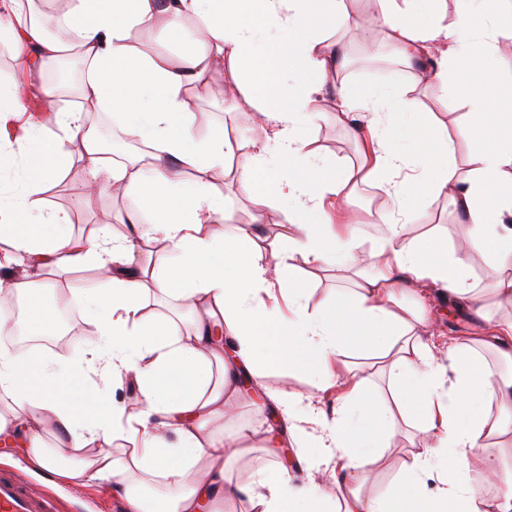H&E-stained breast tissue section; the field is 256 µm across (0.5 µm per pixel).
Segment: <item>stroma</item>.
Returning <instances> with one entry per match:
<instances>
[{"instance_id": "35a3bbf8", "label": "stroma", "mask_w": 512, "mask_h": 512, "mask_svg": "<svg viewBox=\"0 0 512 512\" xmlns=\"http://www.w3.org/2000/svg\"><path fill=\"white\" fill-rule=\"evenodd\" d=\"M332 36L346 43L349 50V63L341 72L336 82L337 87L369 90L379 85L410 83L418 80L421 75L420 70L398 64L389 54L369 56L365 51L362 30L339 29L333 31ZM52 72L53 69L49 66L32 71L25 70L15 61L12 52H0V78H18L27 90L25 113L8 118L4 126L0 127V131L12 142L16 154H23L31 145L27 135L28 123L45 122L50 118L45 110L42 90L53 85ZM225 80V73L217 72L210 76L208 86L190 84L185 88L184 98L195 117L194 127L199 137H207L211 131L220 127L239 133L254 123L255 111L247 101L225 99ZM436 94L435 87H428L425 103L430 111L436 112L447 124L448 132L455 142L456 169L464 171L465 160L471 149L470 142L460 133L466 121L465 108L462 101L454 99L449 100L447 106H440ZM323 112V118L311 131L315 147L329 161H342L353 166L360 164V143L369 139V131H356L337 122L332 107H324ZM60 150L70 156L71 162L54 181L46 185L45 207L67 212L71 220V232L77 237H85L100 230L114 236L129 234L131 226L128 216L136 207L135 196L107 191L90 194L87 171L77 145L66 141L61 144ZM211 185L215 192L223 194L226 199L224 218L227 227L251 223L253 208L240 185L225 179L218 172L213 174ZM396 208V196L385 190L367 184L353 187L346 216L357 225L363 250H371L376 241L386 235L389 216ZM409 230L423 244L427 245L432 239L441 238L453 246L466 236L468 227L459 220L447 196L442 195L434 198L420 212L416 223L410 225ZM101 278L100 271L96 269L47 274V281L53 285L52 291L47 294L48 299L54 301L59 295L68 296L71 306L77 311L79 332L69 348L60 349L51 344L43 347V354L62 363L82 360L87 348L86 338L93 332L92 325L87 322L83 313L84 298L90 289L99 286ZM307 279L313 290L309 300V306L313 309L319 308L326 295L336 292L349 295L353 292L350 274L333 266L323 270H310ZM486 303V319L476 320L469 312L451 306L447 298H436L428 310L434 332L476 338L485 335L489 320L512 317L511 299L490 295L487 296ZM352 362L354 368L368 378L365 392L368 403L366 407L354 412L353 419L359 423L378 426V411L373 401L379 394L387 392L389 376L387 372L371 368L369 359L356 356ZM255 400L254 394H244L238 400L230 418L210 424L212 431L224 436L231 435L240 425H249L256 430L248 449L228 459V471L233 474L255 472L283 461L286 462L294 481L303 482L307 478L304 466L296 459L283 458L280 440L274 436L273 426L266 414L257 412ZM418 427L419 422L415 419L410 424L397 427L383 458L363 481L362 494L377 497L393 488L397 475L409 457L410 439ZM1 468L21 473L32 487L55 497L64 512H121L120 500L107 489L60 484L50 472L28 469L20 443H0Z\"/></svg>"}]
</instances>
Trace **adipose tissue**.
I'll return each mask as SVG.
<instances>
[{
    "label": "adipose tissue",
    "mask_w": 512,
    "mask_h": 512,
    "mask_svg": "<svg viewBox=\"0 0 512 512\" xmlns=\"http://www.w3.org/2000/svg\"><path fill=\"white\" fill-rule=\"evenodd\" d=\"M375 2L373 21L398 63L438 51L432 80L440 101L466 90L463 134L472 149L464 171L455 169L447 124L423 111L414 83L340 93L337 121L365 117L376 142L360 167L322 169L310 130L322 116L321 90L336 84L347 57L320 23L359 27L344 0H74L52 36L20 0H0V41L44 66L78 51L89 66L79 97L122 117L127 135L149 149L144 158L108 160L88 116L63 108L51 87L44 97L55 122L33 128L21 190L0 193V304L24 300L31 328L54 325L59 308L44 300L41 282L24 266L106 274L105 287L85 296L95 328L88 340L95 386L83 364L0 349V436L22 438L30 469L63 483H107L127 512H204L236 496L249 512H512V486L492 501L483 495L502 469L485 442L512 434V378L494 374L472 340L437 353L422 337L429 322L421 306L403 302L431 286L482 310L471 281L474 254L495 272L492 294L512 298V253L501 247L512 241V117L500 116L512 106V82L489 66L499 51L501 0H457L451 23L439 7L418 10L416 0ZM476 18L481 26H473ZM159 24L190 39L178 61L131 44L132 30ZM220 65L230 74V96H245L259 122L244 136L218 129L202 139L184 88L190 80L205 84ZM65 141L80 144L95 189L136 194L147 222L133 235L76 237L66 213L45 209L43 188L63 168L58 147ZM408 144L421 151L418 192L399 197L400 218L360 256L356 225L332 224L327 209L343 207L354 179L394 190ZM217 168L246 190L258 218L276 215L274 237L251 224L226 229L224 198L209 183ZM440 194L462 214L468 235L463 246L438 241L427 252L407 223ZM146 239L157 249L143 251ZM305 265L348 268L357 278L354 293L325 298L320 312H310ZM152 291L188 304L190 332L169 317L144 315ZM369 340L392 379L412 385V396L396 400L399 412L418 406L424 413L416 451L392 492L375 498L359 486L386 443L352 423L365 381L347 361L352 345ZM264 363L311 375L316 393L340 387L329 411L316 394L284 388L269 395L306 470L334 463L338 495L312 478L294 484L279 465L227 477V456L253 430L238 427L224 440L209 423L234 405L240 373L262 390ZM116 376L136 385L135 399L113 401ZM125 419L136 424L137 446L122 459L109 447Z\"/></svg>",
    "instance_id": "obj_1"
}]
</instances>
